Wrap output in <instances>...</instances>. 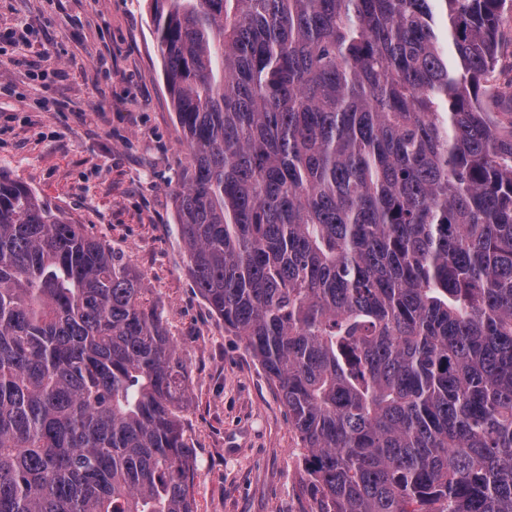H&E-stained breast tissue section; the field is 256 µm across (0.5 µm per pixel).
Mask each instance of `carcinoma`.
<instances>
[{
    "label": "carcinoma",
    "mask_w": 512,
    "mask_h": 512,
    "mask_svg": "<svg viewBox=\"0 0 512 512\" xmlns=\"http://www.w3.org/2000/svg\"><path fill=\"white\" fill-rule=\"evenodd\" d=\"M188 272L317 512H512V0H151ZM151 289L0 168V512H195Z\"/></svg>",
    "instance_id": "1"
}]
</instances>
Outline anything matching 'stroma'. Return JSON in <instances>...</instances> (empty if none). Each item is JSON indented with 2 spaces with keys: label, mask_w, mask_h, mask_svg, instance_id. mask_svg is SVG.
Segmentation results:
<instances>
[{
  "label": "stroma",
  "mask_w": 512,
  "mask_h": 512,
  "mask_svg": "<svg viewBox=\"0 0 512 512\" xmlns=\"http://www.w3.org/2000/svg\"><path fill=\"white\" fill-rule=\"evenodd\" d=\"M150 0H0V166L121 254L187 364L197 512H315L275 384L199 295Z\"/></svg>",
  "instance_id": "35a3bbf8"
}]
</instances>
